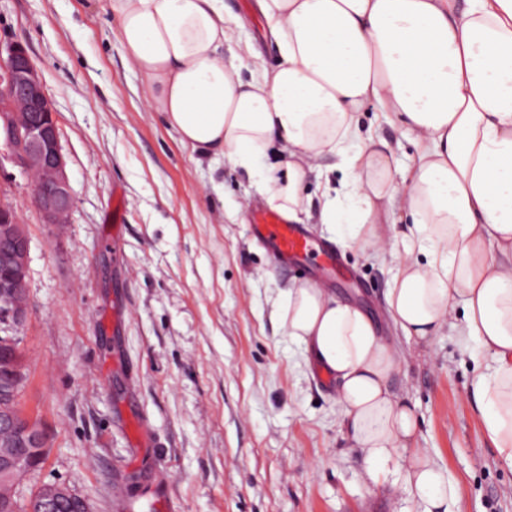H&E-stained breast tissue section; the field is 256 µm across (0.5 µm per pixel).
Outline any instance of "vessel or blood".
<instances>
[{"label": "vessel or blood", "instance_id": "1", "mask_svg": "<svg viewBox=\"0 0 512 512\" xmlns=\"http://www.w3.org/2000/svg\"><path fill=\"white\" fill-rule=\"evenodd\" d=\"M250 233L269 247L273 264L277 268H291L303 273L311 258L320 259L323 265L331 268L338 263L332 249L311 236L305 227L289 223L278 212L264 213L257 224L251 225Z\"/></svg>", "mask_w": 512, "mask_h": 512}]
</instances>
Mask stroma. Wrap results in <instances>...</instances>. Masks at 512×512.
<instances>
[{"label": "stroma", "instance_id": "stroma-1", "mask_svg": "<svg viewBox=\"0 0 512 512\" xmlns=\"http://www.w3.org/2000/svg\"><path fill=\"white\" fill-rule=\"evenodd\" d=\"M224 7L240 20L245 69L275 67L256 0ZM13 42L52 103L74 198L66 223H45L29 177L0 165V204L30 237L22 405L49 451L20 497L60 481L93 512H415L398 471L367 480L337 382H320L273 314L296 274L276 269L250 235L254 210L267 206L257 185L146 111L110 0H0V43ZM360 119L404 174L411 139L374 107ZM408 232L406 220L387 225L382 259L337 244L347 275L326 286L405 350L393 386L460 512H512V469L471 396L491 355L469 356L448 326L406 340L386 315Z\"/></svg>", "mask_w": 512, "mask_h": 512}]
</instances>
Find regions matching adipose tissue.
<instances>
[{"instance_id":"obj_1","label":"adipose tissue","mask_w":512,"mask_h":512,"mask_svg":"<svg viewBox=\"0 0 512 512\" xmlns=\"http://www.w3.org/2000/svg\"><path fill=\"white\" fill-rule=\"evenodd\" d=\"M277 66L243 77L225 55L223 0H111L143 79L148 111L182 144L220 154L288 221L317 214L333 240L389 251L386 225L409 218L404 258L385 295L394 326L426 340L455 326L494 365L472 395L512 468V0H258ZM374 106L417 146L396 180L386 140L363 132ZM279 161L265 165L270 147ZM288 337L338 383L353 447L371 482L415 436V410L393 389L403 359L359 305L314 280L279 298ZM422 512H456L448 474L421 448L403 460Z\"/></svg>"}]
</instances>
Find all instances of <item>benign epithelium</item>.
<instances>
[{
	"instance_id": "7a95c632",
	"label": "benign epithelium",
	"mask_w": 512,
	"mask_h": 512,
	"mask_svg": "<svg viewBox=\"0 0 512 512\" xmlns=\"http://www.w3.org/2000/svg\"><path fill=\"white\" fill-rule=\"evenodd\" d=\"M6 58H1V54ZM0 142L11 162L35 178L33 202L48 224L65 223L73 208V195L65 170L60 131L44 84L28 54L19 43L0 47ZM30 241L25 226L8 207L0 206V344L13 345L27 310L9 306V297L27 288ZM12 393L19 388V369L8 351L0 350V372ZM45 436L33 422L9 407L0 408V498L10 500L24 478L35 469ZM27 449V454L19 449ZM63 498L91 512L88 499L60 482L42 484L33 496L30 512H51Z\"/></svg>"
}]
</instances>
